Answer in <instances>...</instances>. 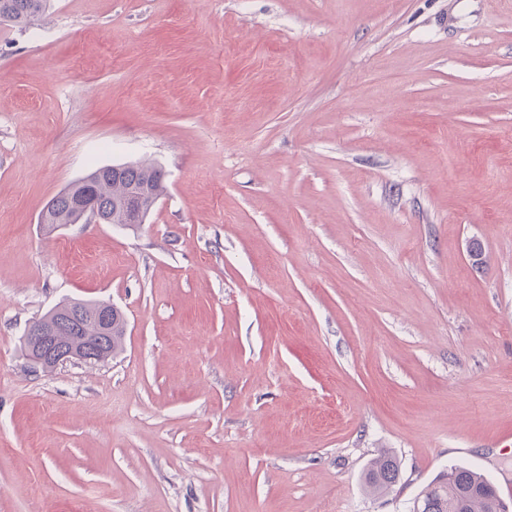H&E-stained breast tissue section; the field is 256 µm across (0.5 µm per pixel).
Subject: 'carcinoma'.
Listing matches in <instances>:
<instances>
[{"label":"carcinoma","mask_w":512,"mask_h":512,"mask_svg":"<svg viewBox=\"0 0 512 512\" xmlns=\"http://www.w3.org/2000/svg\"><path fill=\"white\" fill-rule=\"evenodd\" d=\"M45 8L46 0H0V22L26 30L38 22ZM84 179L95 187L94 206L105 224L124 223L126 196L144 191L146 202L151 205L165 189L163 170L148 161L125 163L112 170L98 167ZM81 193L74 182L53 197L46 205L44 223L73 224L80 220L74 200ZM123 322L121 314L112 317L111 357L122 349ZM399 481V463L389 452L372 459L364 473L365 486L374 495L390 492ZM412 512H506V503L483 473L452 465L420 490L414 498Z\"/></svg>","instance_id":"cac0c4a2"}]
</instances>
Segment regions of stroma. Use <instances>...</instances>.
Masks as SVG:
<instances>
[{
  "mask_svg": "<svg viewBox=\"0 0 512 512\" xmlns=\"http://www.w3.org/2000/svg\"><path fill=\"white\" fill-rule=\"evenodd\" d=\"M141 160L145 223L40 224ZM102 299L122 350L33 368L29 323ZM451 465L512 506V0L0 25V512H409ZM399 481V463L390 452H384L372 459L364 473L365 486L374 495L390 492Z\"/></svg>",
  "mask_w": 512,
  "mask_h": 512,
  "instance_id": "stroma-1",
  "label": "stroma"
}]
</instances>
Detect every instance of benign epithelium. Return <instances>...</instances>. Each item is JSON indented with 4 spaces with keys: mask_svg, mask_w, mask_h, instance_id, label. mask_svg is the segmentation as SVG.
Returning a JSON list of instances; mask_svg holds the SVG:
<instances>
[{
    "mask_svg": "<svg viewBox=\"0 0 512 512\" xmlns=\"http://www.w3.org/2000/svg\"><path fill=\"white\" fill-rule=\"evenodd\" d=\"M117 311L108 301L95 303L91 322L94 331L86 328L84 309L74 302L58 305L44 317L28 325L24 341L30 361L44 370L67 363H100L105 360L112 313Z\"/></svg>",
    "mask_w": 512,
    "mask_h": 512,
    "instance_id": "7a95c632",
    "label": "benign epithelium"
}]
</instances>
